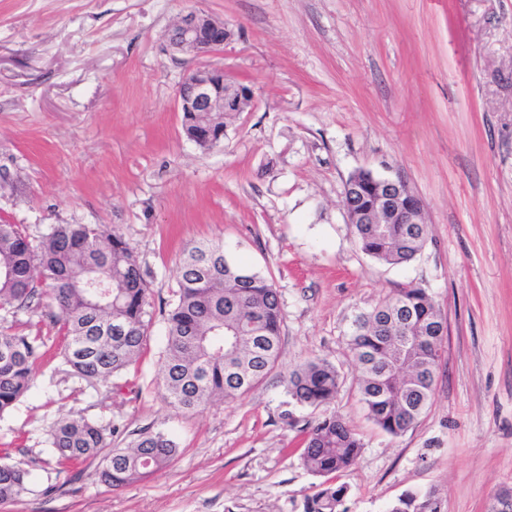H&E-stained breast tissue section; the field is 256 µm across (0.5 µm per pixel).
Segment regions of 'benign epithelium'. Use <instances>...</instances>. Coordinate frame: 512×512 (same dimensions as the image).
<instances>
[{
  "label": "benign epithelium",
  "instance_id": "obj_1",
  "mask_svg": "<svg viewBox=\"0 0 512 512\" xmlns=\"http://www.w3.org/2000/svg\"><path fill=\"white\" fill-rule=\"evenodd\" d=\"M231 33L224 22L203 12H190L167 35L173 49L187 54L211 53L224 46ZM251 99V89L226 78L224 68L199 66L179 83L177 110L189 113L238 112ZM373 195L375 206L359 207V199ZM347 219L350 224H376L378 215L387 214L392 224H418L424 211L422 200L401 179L378 178L367 170L352 173L344 185Z\"/></svg>",
  "mask_w": 512,
  "mask_h": 512
}]
</instances>
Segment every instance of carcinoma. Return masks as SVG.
Instances as JSON below:
<instances>
[{"instance_id":"cac0c4a2","label":"carcinoma","mask_w":512,"mask_h":512,"mask_svg":"<svg viewBox=\"0 0 512 512\" xmlns=\"http://www.w3.org/2000/svg\"><path fill=\"white\" fill-rule=\"evenodd\" d=\"M361 251L401 265L423 250L429 225L354 224ZM0 415L13 409L36 379V362L46 346L32 333L25 314L49 321L62 337L61 364L87 382L106 381L133 364L149 338L150 288L134 248L114 231L88 224H54L38 245L18 224H0ZM57 311H44V299ZM389 322L379 329L372 318ZM440 317L431 295L409 286L383 298L353 319L351 351L358 366V390L368 417L382 431L399 436L430 407L443 336L423 329ZM282 314L279 295L265 275L238 264L221 241L187 245L179 262L178 289L167 315L162 383L169 403L195 410L217 396L234 399L262 382L278 365ZM341 375L324 359L308 360L284 376L288 396L301 405L332 401ZM49 444L62 468L100 459L103 482L113 488L169 467L176 443L162 433H145L128 448H113L106 429L86 419L62 418ZM363 448L341 417L328 415L310 427L301 455L316 476L342 471ZM0 448V502L18 499L29 472ZM346 485L322 483L304 495L302 512H347ZM436 488L407 492L392 512H443Z\"/></svg>"}]
</instances>
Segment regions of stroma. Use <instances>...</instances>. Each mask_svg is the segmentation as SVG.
<instances>
[{
	"mask_svg": "<svg viewBox=\"0 0 512 512\" xmlns=\"http://www.w3.org/2000/svg\"><path fill=\"white\" fill-rule=\"evenodd\" d=\"M191 11L224 22L223 48H169ZM204 63L252 90L209 150L175 110ZM358 169L424 201L430 234L413 261L360 250L343 195ZM1 221L36 242L54 224L117 229L150 284L151 328L118 392L40 363L0 416V444L31 474L0 512H302L320 479L298 449L330 414L364 443L335 477L348 512L431 487L445 512H487L512 490V0H0ZM199 240L272 280L282 345L248 393L185 411L158 373L179 258ZM409 285L432 295L448 334L429 409L394 437L360 401L348 331ZM313 358L342 376L318 407L282 382ZM64 416L111 429L118 448L162 432L179 452L114 489L99 460L56 465L47 438Z\"/></svg>",
	"mask_w": 512,
	"mask_h": 512,
	"instance_id": "1",
	"label": "stroma"
}]
</instances>
